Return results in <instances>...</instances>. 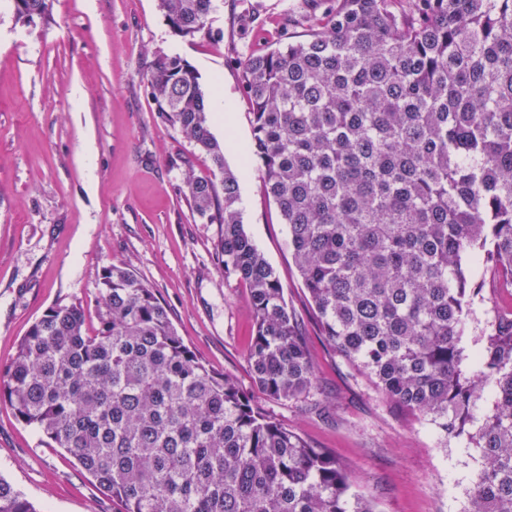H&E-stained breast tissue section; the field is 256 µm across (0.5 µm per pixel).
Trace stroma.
I'll return each instance as SVG.
<instances>
[{
	"instance_id": "obj_1",
	"label": "stroma",
	"mask_w": 512,
	"mask_h": 512,
	"mask_svg": "<svg viewBox=\"0 0 512 512\" xmlns=\"http://www.w3.org/2000/svg\"><path fill=\"white\" fill-rule=\"evenodd\" d=\"M311 0H217L211 37L176 36L159 0H54L47 21L0 12V366L32 322L58 301L93 314L103 268L132 265L203 363L229 374L309 444L327 448L353 475L352 493L376 512H463L477 455L465 441L442 444L435 428L382 398L370 379L321 336L288 247V227L262 186L252 154L225 151L239 175L246 233L277 271L305 333L319 409L272 402L254 389L249 367L248 290L218 265V227L193 217L184 170L212 175L208 154L161 119L148 83L157 55H178L206 94L223 85L233 121L214 120L219 143H253L252 105L242 86L248 56L302 39ZM485 283L463 338L467 351L494 310L512 296ZM0 477L37 512H121L62 449L0 406Z\"/></svg>"
}]
</instances>
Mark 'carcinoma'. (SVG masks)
Instances as JSON below:
<instances>
[{
  "label": "carcinoma",
  "instance_id": "1",
  "mask_svg": "<svg viewBox=\"0 0 512 512\" xmlns=\"http://www.w3.org/2000/svg\"><path fill=\"white\" fill-rule=\"evenodd\" d=\"M53 0H14L47 19ZM337 0L306 38L243 61L263 185L329 346L387 400L479 450L467 512H512V309L462 346L482 284L512 292V0ZM172 32L210 35L215 0H160ZM157 112L210 155L192 213L249 288L257 389L316 407V371L280 278L243 228L239 182L197 70L160 55ZM97 328L58 302L0 368V404L63 448L122 512H376L350 473L204 364L131 268L97 284ZM491 407L479 423L471 409ZM0 512H37L0 476Z\"/></svg>",
  "mask_w": 512,
  "mask_h": 512
}]
</instances>
